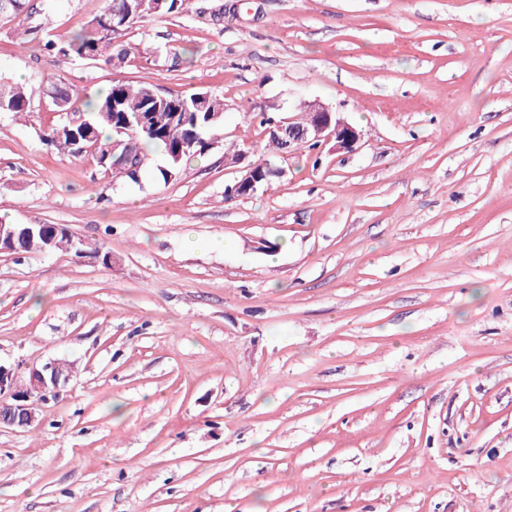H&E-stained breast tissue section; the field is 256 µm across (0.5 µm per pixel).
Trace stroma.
Segmentation results:
<instances>
[{
	"instance_id": "1",
	"label": "stroma",
	"mask_w": 512,
	"mask_h": 512,
	"mask_svg": "<svg viewBox=\"0 0 512 512\" xmlns=\"http://www.w3.org/2000/svg\"><path fill=\"white\" fill-rule=\"evenodd\" d=\"M65 38L103 0H33ZM0 75V222L111 266L0 253V364L74 372L0 430V512H512V0H184L119 69L20 49ZM144 81L224 101L180 175L45 145L43 93ZM319 101L360 134L225 199V151ZM29 105L27 89L22 84L0 76V112L26 115L29 113ZM33 231L32 236H28L25 239L20 237L15 239V248L19 252L39 251L44 245V237H47L52 240V251L73 252L79 258L98 255L101 260L100 262L104 266H109L107 259L112 255V251L104 246V244L96 242L81 243L80 241L77 243V246H74L73 242L75 240L72 238V234L67 233L64 228L57 224H43V227L33 226ZM79 251L85 253H79Z\"/></svg>"
}]
</instances>
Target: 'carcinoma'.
<instances>
[{"mask_svg": "<svg viewBox=\"0 0 512 512\" xmlns=\"http://www.w3.org/2000/svg\"><path fill=\"white\" fill-rule=\"evenodd\" d=\"M183 0H105L102 12L88 24L57 42L45 35L36 36L43 24L25 25L34 14L31 0H0V16L6 21H18L19 46L27 51H46L64 57L91 61L106 67L124 65L131 48L120 46L117 39L133 25L148 17L173 14L182 8ZM49 97L59 111L73 112L83 118L77 126L69 122L44 134L46 145L58 152L75 154L78 146L90 147L97 163L111 172L112 178L137 183L150 165L148 148L156 146L164 155V165L158 168L163 181L176 178L184 162L207 153L206 141L219 135L224 125V103L206 93H158L142 81H115L105 92L81 96L63 82L49 81ZM27 89L0 76V112L16 115L29 113ZM124 129L118 134L117 129ZM126 140L131 146L138 170L112 166L105 159L112 152V141ZM52 240V250L66 251L77 257L100 258L103 265L112 251L99 243H74L72 234L57 224L33 227V235L15 239V248L34 252Z\"/></svg>", "mask_w": 512, "mask_h": 512, "instance_id": "obj_1", "label": "carcinoma"}]
</instances>
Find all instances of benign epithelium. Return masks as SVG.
Returning a JSON list of instances; mask_svg holds the SVG:
<instances>
[{"instance_id": "1", "label": "benign epithelium", "mask_w": 512, "mask_h": 512, "mask_svg": "<svg viewBox=\"0 0 512 512\" xmlns=\"http://www.w3.org/2000/svg\"><path fill=\"white\" fill-rule=\"evenodd\" d=\"M301 108L310 113L309 125L296 123V119L267 122V134L281 140L288 136V149L303 145L333 144L338 151H351L359 140V133L344 120L336 117L326 106L319 103H303ZM112 154L117 156V166L134 163L130 146L122 140L112 143ZM260 175L253 163L243 168V175L224 190L228 198L247 191L255 193L259 188ZM70 380V364L65 360H51L30 372L29 385L20 389L16 382L15 369L0 364V428L25 430L38 420L41 405L59 395L61 387Z\"/></svg>"}]
</instances>
